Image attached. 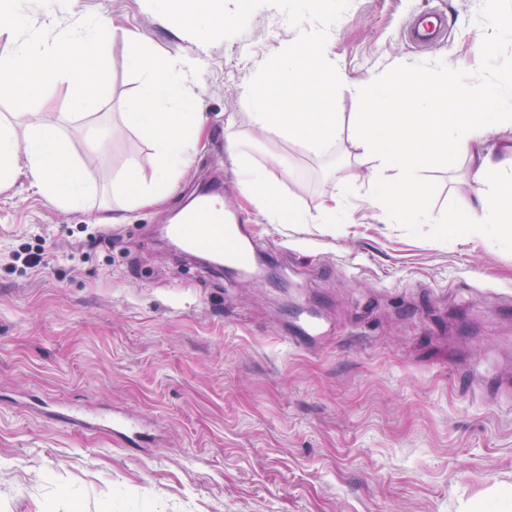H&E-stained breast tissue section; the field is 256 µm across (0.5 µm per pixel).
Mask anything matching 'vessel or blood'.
Listing matches in <instances>:
<instances>
[{"mask_svg":"<svg viewBox=\"0 0 512 512\" xmlns=\"http://www.w3.org/2000/svg\"><path fill=\"white\" fill-rule=\"evenodd\" d=\"M448 32V18L438 10L417 14L405 30L409 42L417 47H427L441 40ZM245 225L227 223L223 210L209 199H200L186 211L177 224L164 228L165 234L184 249L208 254L216 266L245 268L251 252L244 243ZM286 340L300 349H313L323 344L325 338L320 323L303 314L296 318ZM100 427L110 429L116 437L129 445H139L140 418L127 414H112L101 419Z\"/></svg>","mask_w":512,"mask_h":512,"instance_id":"b4317fda","label":"vessel or blood"}]
</instances>
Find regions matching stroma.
<instances>
[{"instance_id": "stroma-1", "label": "stroma", "mask_w": 512, "mask_h": 512, "mask_svg": "<svg viewBox=\"0 0 512 512\" xmlns=\"http://www.w3.org/2000/svg\"><path fill=\"white\" fill-rule=\"evenodd\" d=\"M425 10L447 12L448 33L420 50L404 28ZM87 13L115 30L105 108L76 112L58 81L19 115L15 91H0L18 142L54 123L91 184L77 209L22 174L0 190V512H484L491 490H512V316L499 312L512 297V243L448 223L476 203L467 162L423 171L432 220L403 224L363 207L375 193L369 165L343 141L320 152L261 128L244 97L274 83L280 48L304 29L329 30L323 48L351 80H388L405 63L470 83L512 79V37L486 58L472 52L481 21L512 22V0H289L280 11L224 0L226 25L199 47L178 16L140 0H72L58 20ZM124 27L152 55L201 59L204 134L155 207L113 190L128 166L147 181L158 165L125 116L140 78ZM94 126L105 147L91 153ZM218 130L298 213L333 193L346 223H270L244 200ZM213 181L229 223L282 244L279 284L216 275L163 243V227ZM31 251L38 266L24 262ZM291 304L316 309L333 339L312 351L285 342ZM484 365L498 400L469 389ZM75 409L145 419L146 449L65 424Z\"/></svg>"}]
</instances>
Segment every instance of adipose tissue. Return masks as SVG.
Wrapping results in <instances>:
<instances>
[{
	"mask_svg": "<svg viewBox=\"0 0 512 512\" xmlns=\"http://www.w3.org/2000/svg\"><path fill=\"white\" fill-rule=\"evenodd\" d=\"M1 12L8 13L16 29L25 33L14 55L0 60V87L16 89L17 110H26L55 81L71 85L76 109L105 105L109 73L103 54L107 27L102 21L84 16L67 27L50 20L43 27L29 28L24 0H0ZM123 37L142 75V88L129 103L128 117L152 140L159 164L152 183L142 182L130 168L118 186L134 191L140 204L149 205L172 187L187 163L188 143L199 132L190 83L200 62L192 55L159 62L142 51L137 29H124ZM276 67L288 96L246 92L254 121L303 137L318 149L335 143V113L317 112L313 106L323 98L325 88L343 75L323 53L320 41L306 39L289 45L279 53ZM349 87L358 106L350 151L371 164L377 187L371 204L385 203L405 223H423L427 198L421 173L454 154L466 157L475 184L477 205L466 215V223L482 231H499L512 224V171L494 161L483 142L493 127L512 124L511 86L494 82L476 88L444 73L425 74L404 65L392 82L353 80ZM19 170L27 172L38 192L65 207L78 206L88 187L85 173L51 125L39 126L22 147L0 126V186ZM252 180L253 199L270 221L285 218L301 223V216L289 212L263 172H253Z\"/></svg>",
	"mask_w": 512,
	"mask_h": 512,
	"instance_id": "ef3b65f1",
	"label": "adipose tissue"
}]
</instances>
